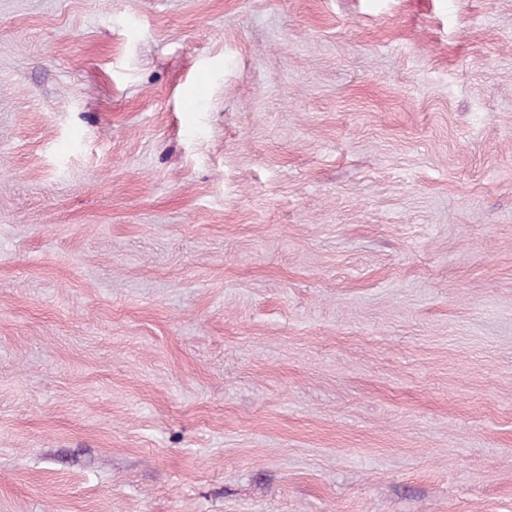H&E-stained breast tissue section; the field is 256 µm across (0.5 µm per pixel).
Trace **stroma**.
<instances>
[{
  "mask_svg": "<svg viewBox=\"0 0 512 512\" xmlns=\"http://www.w3.org/2000/svg\"><path fill=\"white\" fill-rule=\"evenodd\" d=\"M0 512H512V0H0Z\"/></svg>",
  "mask_w": 512,
  "mask_h": 512,
  "instance_id": "1",
  "label": "stroma"
}]
</instances>
